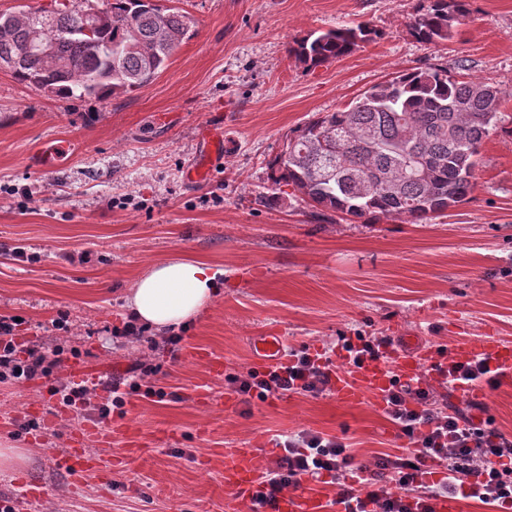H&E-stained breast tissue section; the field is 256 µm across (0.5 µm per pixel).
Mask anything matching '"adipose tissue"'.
I'll use <instances>...</instances> for the list:
<instances>
[{"label":"adipose tissue","mask_w":512,"mask_h":512,"mask_svg":"<svg viewBox=\"0 0 512 512\" xmlns=\"http://www.w3.org/2000/svg\"><path fill=\"white\" fill-rule=\"evenodd\" d=\"M223 275V269L193 258L157 262L130 289L128 317L147 327L179 329L218 297Z\"/></svg>","instance_id":"1"}]
</instances>
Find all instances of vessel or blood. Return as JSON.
Returning a JSON list of instances; mask_svg holds the SVG:
<instances>
[{"label": "vessel or blood", "instance_id": "b4317fda", "mask_svg": "<svg viewBox=\"0 0 512 512\" xmlns=\"http://www.w3.org/2000/svg\"><path fill=\"white\" fill-rule=\"evenodd\" d=\"M224 137L221 127L210 124L206 130V150L203 158L186 172L192 182L204 180L209 175V166L214 157L221 154ZM73 146L70 140L61 138L51 146L35 151L29 158L32 167L50 171L60 167L65 157L71 156ZM252 356L255 360L276 366L284 362L285 350L281 336L267 332L254 337ZM453 361L464 362L478 357L491 358L504 383L512 384V346L492 336H463L458 338L451 351ZM428 352L421 347H406L400 350L392 365L379 362L366 364L357 372L337 373L333 390L339 403L357 406L365 402L381 404L389 386L391 374H398L408 381L419 377L428 362ZM107 425L86 426L81 435L73 437L70 448L56 456V466L73 479H82L86 473L102 468L103 462L89 454L83 447L85 438L101 437L110 433ZM261 472L256 456L250 448H228L224 451V481L234 487L242 499H249L260 481ZM326 506L316 493L297 489L281 496L276 512H325Z\"/></svg>", "mask_w": 512, "mask_h": 512}]
</instances>
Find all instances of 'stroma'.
<instances>
[{"label": "stroma", "instance_id": "35a3bbf8", "mask_svg": "<svg viewBox=\"0 0 512 512\" xmlns=\"http://www.w3.org/2000/svg\"><path fill=\"white\" fill-rule=\"evenodd\" d=\"M161 2L187 12L194 34L133 92L67 101L0 69V315L20 318V335L45 348H77L80 365L120 381L124 399L110 436L87 443L111 460L110 482L91 472L77 485L53 456L98 422L96 407L62 406L47 379L0 383V441L31 453L0 477L15 512H239L225 449H255L265 469L275 439L303 430L343 438L370 466L403 453L405 439L369 402L343 406L329 391L243 400L229 378L265 371L249 349L259 333L311 353L355 336L390 337L396 350L413 337L434 353L461 335L512 343V98L482 146L476 190L429 223H320L302 201L266 200L268 163L291 130L401 72L462 61L512 94V0H475L436 45L406 30L416 0ZM363 21L383 39L312 70L288 55L310 32ZM217 111L224 154L208 179L187 182ZM61 137L78 144L66 164L29 165ZM179 256L223 269L219 298L176 346L156 329L154 351L118 337L136 277ZM62 312L65 332L52 325ZM207 354L223 359V376L208 372ZM139 359L156 365L150 382L164 398L130 390ZM472 401L512 438V385L455 404Z\"/></svg>", "mask_w": 512, "mask_h": 512}]
</instances>
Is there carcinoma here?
<instances>
[{
  "label": "carcinoma",
  "mask_w": 512,
  "mask_h": 512,
  "mask_svg": "<svg viewBox=\"0 0 512 512\" xmlns=\"http://www.w3.org/2000/svg\"><path fill=\"white\" fill-rule=\"evenodd\" d=\"M471 0H417L408 24L419 42L453 38ZM93 0H52L35 12H0V61L20 83L64 100L106 99L150 82L191 37L192 19L156 0H112L83 32ZM384 37L368 22L311 32L288 54L313 69ZM48 44L44 54L34 41ZM509 96L499 85L430 66L376 84L342 109L318 113L288 135V155L268 163L276 199L306 201L314 220L381 216L425 224L477 187L480 149ZM410 156L426 175L402 173Z\"/></svg>",
  "instance_id": "carcinoma-1"
}]
</instances>
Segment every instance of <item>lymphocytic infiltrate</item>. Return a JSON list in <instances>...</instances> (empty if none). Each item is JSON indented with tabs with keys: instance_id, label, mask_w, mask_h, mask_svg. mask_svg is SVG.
<instances>
[{
	"instance_id": "f902f5d3",
	"label": "lymphocytic infiltrate",
	"mask_w": 512,
	"mask_h": 512,
	"mask_svg": "<svg viewBox=\"0 0 512 512\" xmlns=\"http://www.w3.org/2000/svg\"><path fill=\"white\" fill-rule=\"evenodd\" d=\"M15 318L0 317V383L56 378L55 394L63 406H90L98 384L60 376V348L45 349L19 336ZM331 359L323 354L291 351L286 364L263 373L233 377L238 393L316 396L329 387ZM442 384L476 385L496 390L500 385L491 360L431 366ZM383 412L406 438L405 454L384 455L375 466L357 463L338 437L302 431L281 441L282 455L263 472L251 500V512H274L280 494L303 480L338 477L337 502L346 512H433L432 500L461 497L512 512V440L492 428L490 420L449 411L426 380L409 383L392 377Z\"/></svg>"
}]
</instances>
